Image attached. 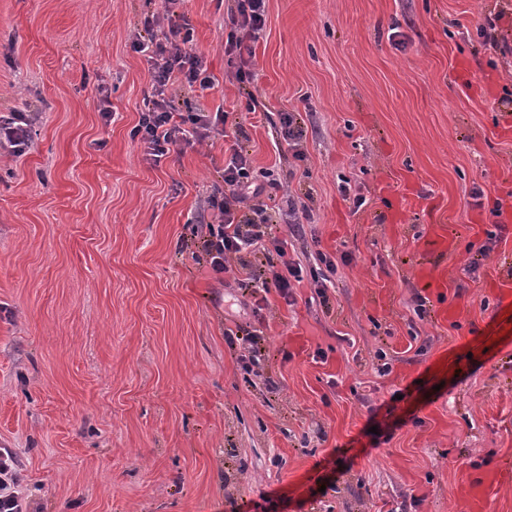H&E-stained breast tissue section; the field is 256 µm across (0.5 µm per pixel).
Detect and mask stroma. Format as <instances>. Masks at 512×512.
<instances>
[{
	"label": "stroma",
	"mask_w": 512,
	"mask_h": 512,
	"mask_svg": "<svg viewBox=\"0 0 512 512\" xmlns=\"http://www.w3.org/2000/svg\"><path fill=\"white\" fill-rule=\"evenodd\" d=\"M161 4L0 0V113L40 115L32 149L0 156V445L28 512H460L459 467L512 450V306L489 286L512 276V230L468 264L512 170V57L481 37L496 14L512 41V0H268L245 83L224 53L235 0H185L217 78L204 105L278 181L273 236L303 267L338 259L326 298L307 277L258 318L246 286L181 246L223 139L156 163L131 136L150 82L130 35ZM460 57L477 86L456 82ZM403 184L417 207L392 224ZM435 218L456 241L449 298L471 314L453 326L414 311ZM239 326L275 390L247 381L224 339Z\"/></svg>",
	"instance_id": "35a3bbf8"
}]
</instances>
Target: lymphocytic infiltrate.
Listing matches in <instances>:
<instances>
[{
    "instance_id": "1",
    "label": "lymphocytic infiltrate",
    "mask_w": 512,
    "mask_h": 512,
    "mask_svg": "<svg viewBox=\"0 0 512 512\" xmlns=\"http://www.w3.org/2000/svg\"><path fill=\"white\" fill-rule=\"evenodd\" d=\"M266 2L237 0L224 52L239 61L238 80L250 76L246 66L253 56L252 43L266 25ZM183 5L184 0H164L163 11L144 15L131 41L132 50L146 58L151 85L132 135L143 144L146 158L156 163L178 148L219 137L231 139V155L224 163V186L206 201L214 219L201 227L202 250L212 273L221 276L232 270L230 258L273 243L283 262L281 268L271 269L259 288L252 290L251 311L257 314L267 307L270 293L291 301L293 283L304 279L303 268L288 259L282 240L271 237L272 208L262 196L266 189L277 188L278 183L273 179L265 184L258 182L249 154L238 142L241 126L230 124L228 113L220 108L210 112L197 106L183 114L178 111L181 91L203 92L215 84L204 54L190 46L191 28ZM35 126L32 113L13 110L0 114V149L12 157L25 155L34 143ZM23 482L17 451L0 448V512H27L21 491Z\"/></svg>"
}]
</instances>
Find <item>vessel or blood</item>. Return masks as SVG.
<instances>
[{
	"mask_svg": "<svg viewBox=\"0 0 512 512\" xmlns=\"http://www.w3.org/2000/svg\"><path fill=\"white\" fill-rule=\"evenodd\" d=\"M454 246L444 224L429 225L423 248L415 263V272L421 286L429 294L438 322L448 325L462 320L466 312L448 301V276L441 266ZM512 481V455L504 454L493 466L475 468L462 465L454 485V496L462 502L466 512H489L490 504L500 487Z\"/></svg>",
	"mask_w": 512,
	"mask_h": 512,
	"instance_id": "vessel-or-blood-1",
	"label": "vessel or blood"
}]
</instances>
